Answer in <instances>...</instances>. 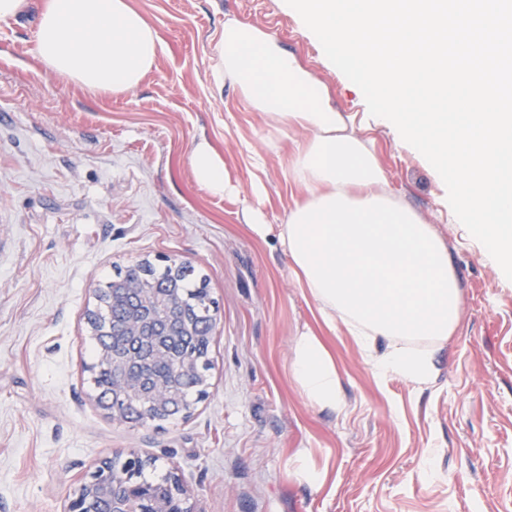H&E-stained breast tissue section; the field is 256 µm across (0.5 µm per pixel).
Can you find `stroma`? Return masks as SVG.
<instances>
[{
  "label": "stroma",
  "mask_w": 512,
  "mask_h": 512,
  "mask_svg": "<svg viewBox=\"0 0 512 512\" xmlns=\"http://www.w3.org/2000/svg\"><path fill=\"white\" fill-rule=\"evenodd\" d=\"M134 3L161 51L120 96L37 63L38 6L0 18V512H63L119 449L178 473L192 512H512V281L455 217L440 176L392 129L371 128L391 188L449 244L465 314L434 380L379 381L290 268L276 227L299 195L288 161L305 134L216 90L225 20L295 51L342 111L363 116L361 90L282 0ZM203 139L224 160V194L193 176ZM249 212L268 235L250 231ZM139 259L192 266L216 305L207 395L160 428L112 421L86 369L93 290ZM310 330L336 361L339 411L312 405L294 379L293 341Z\"/></svg>",
  "instance_id": "35a3bbf8"
}]
</instances>
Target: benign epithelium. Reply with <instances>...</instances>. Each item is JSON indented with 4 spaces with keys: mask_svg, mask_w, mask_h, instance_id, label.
<instances>
[{
    "mask_svg": "<svg viewBox=\"0 0 512 512\" xmlns=\"http://www.w3.org/2000/svg\"><path fill=\"white\" fill-rule=\"evenodd\" d=\"M99 306L88 310V332L101 342L99 356L89 366L92 374L112 375L110 391L97 392V405L114 421H150L155 415L169 418L190 412L183 382L207 384L203 359L185 352L183 343L211 340L216 320L199 323L181 302L180 283L171 279L158 286L146 280L126 281L96 293ZM121 304L124 320L104 315L102 307ZM146 488L115 474L113 461L104 458L94 465L89 479L77 485L64 512H85L95 499L97 512H134L132 503ZM187 490L179 475L171 473L167 494L156 497L154 512H191Z\"/></svg>",
    "mask_w": 512,
    "mask_h": 512,
    "instance_id": "obj_1",
    "label": "benign epithelium"
}]
</instances>
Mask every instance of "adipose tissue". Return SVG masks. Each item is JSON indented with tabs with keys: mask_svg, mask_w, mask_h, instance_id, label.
<instances>
[{
	"mask_svg": "<svg viewBox=\"0 0 512 512\" xmlns=\"http://www.w3.org/2000/svg\"><path fill=\"white\" fill-rule=\"evenodd\" d=\"M160 49L132 0H43L37 61L88 94L132 91ZM215 72L271 125L307 133L289 165L301 195L278 230L293 274L323 320L340 318L376 379L431 380L441 349L464 319L460 281L443 236L390 188L373 138L276 39L255 25L227 20ZM190 163L199 184L224 193V163L210 143L199 141ZM292 369L313 405L340 408L336 362L314 332L295 337Z\"/></svg>",
	"mask_w": 512,
	"mask_h": 512,
	"instance_id": "1",
	"label": "adipose tissue"
}]
</instances>
